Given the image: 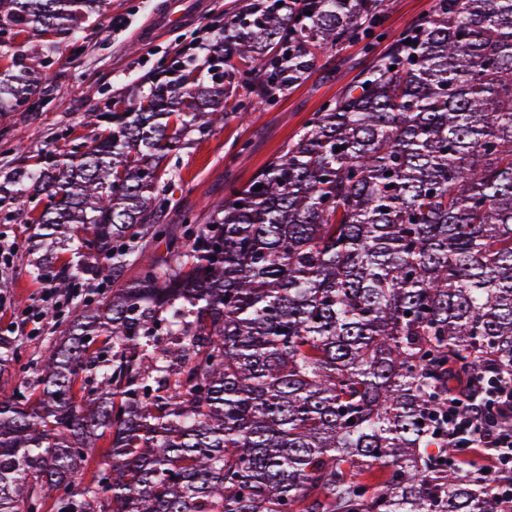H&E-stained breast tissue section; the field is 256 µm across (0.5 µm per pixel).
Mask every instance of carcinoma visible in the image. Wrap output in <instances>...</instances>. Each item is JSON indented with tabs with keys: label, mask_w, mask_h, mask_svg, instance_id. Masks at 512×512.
<instances>
[{
	"label": "carcinoma",
	"mask_w": 512,
	"mask_h": 512,
	"mask_svg": "<svg viewBox=\"0 0 512 512\" xmlns=\"http://www.w3.org/2000/svg\"><path fill=\"white\" fill-rule=\"evenodd\" d=\"M102 2L0 0V30L70 38ZM379 6L255 0L215 80L198 65L62 160L0 170V207L48 198L34 250L76 242L56 288L106 285L27 361L0 337V378L21 372L0 512H508L512 470L455 462L448 401L512 424L491 408L512 380V0H437L250 183L162 223L165 157L249 118L230 86L274 102ZM2 57L0 113L46 97L44 52ZM144 232L166 258L111 287Z\"/></svg>",
	"instance_id": "obj_1"
}]
</instances>
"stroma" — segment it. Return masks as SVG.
Here are the masks:
<instances>
[{
    "mask_svg": "<svg viewBox=\"0 0 512 512\" xmlns=\"http://www.w3.org/2000/svg\"><path fill=\"white\" fill-rule=\"evenodd\" d=\"M170 2L107 0L97 22L85 25L76 39L60 43L51 55L49 105L36 112L0 114V167H31L46 153L69 151L90 134L82 124L83 113L108 112L113 101L147 92L158 77L159 60L169 59L177 46L196 37L201 26L236 13L247 0H178L186 7V21L153 40H141L139 30ZM433 5L434 0H382L365 37L341 50L324 51L305 81L256 109L249 121L241 124L229 118L209 130L192 131L166 161L172 174L167 224L176 226L179 213L202 212L206 202L245 185L314 112L357 81L368 63L387 52ZM115 15L129 18L126 31H112L109 21ZM34 205L33 199L22 197L7 206L6 216H0V235L18 242L14 270L0 276L10 284L5 293L10 309L17 308L19 299H31L41 286L29 274L33 257L28 245L37 230L29 222Z\"/></svg>",
    "mask_w": 512,
    "mask_h": 512,
    "instance_id": "35a3bbf8",
    "label": "stroma"
}]
</instances>
